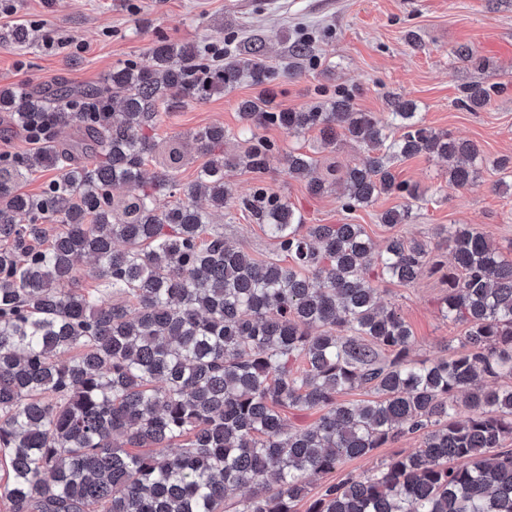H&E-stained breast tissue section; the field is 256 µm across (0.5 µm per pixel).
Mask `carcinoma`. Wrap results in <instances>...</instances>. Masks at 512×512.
<instances>
[{"instance_id": "carcinoma-1", "label": "carcinoma", "mask_w": 512, "mask_h": 512, "mask_svg": "<svg viewBox=\"0 0 512 512\" xmlns=\"http://www.w3.org/2000/svg\"><path fill=\"white\" fill-rule=\"evenodd\" d=\"M207 50L161 40L143 61L112 68L102 87L0 90V112L16 125L51 112L57 130L0 163V498L10 512H225L228 492L245 488L236 512H296L308 476L420 432L415 451L325 485L306 512H512V387L481 382L512 376V260L483 232L448 228L455 268L444 274L442 313L466 326L467 350L421 363L409 359L410 326L379 303L376 283L412 285L441 268L427 242L393 237L379 250L361 224H306L261 182L242 206L281 258L256 260L215 229L233 196L224 142L244 133L239 164L260 174L280 155L261 135L271 126L360 143L361 164L342 175L346 211L382 194L414 198L392 172L400 158L446 159L450 181L468 188L480 178V149L427 126L401 97L379 119L344 92L276 111L265 89L238 104L237 132L190 134L208 157L193 181L178 185L173 143L148 178L143 165L159 150L149 131L162 113L271 79L256 39L224 44L219 59ZM453 54L489 69L467 44ZM491 90L472 81L462 102L482 109ZM89 97L110 112L93 121L71 107ZM284 162L294 179L318 165L300 151ZM42 168L56 179L38 196L21 192ZM330 175L309 178V192H326ZM117 183L127 194L112 195ZM176 188L183 199L158 208ZM410 215L407 203L382 222ZM86 260L93 289L79 284ZM355 389L375 398L341 400ZM282 407L320 416L290 428Z\"/></svg>"}]
</instances>
